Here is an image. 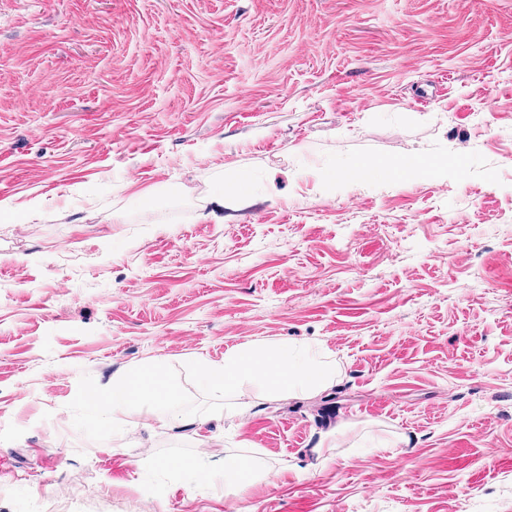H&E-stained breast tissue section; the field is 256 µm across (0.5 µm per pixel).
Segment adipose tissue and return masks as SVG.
Listing matches in <instances>:
<instances>
[{
	"label": "adipose tissue",
	"instance_id": "ef3b65f1",
	"mask_svg": "<svg viewBox=\"0 0 512 512\" xmlns=\"http://www.w3.org/2000/svg\"><path fill=\"white\" fill-rule=\"evenodd\" d=\"M329 377L328 365L304 344L285 345L271 353L236 348L225 354L223 362L207 363L203 373L206 387L220 396L244 383L263 396L314 391ZM163 382L159 366L143 367L113 383L111 393L90 398L87 405L99 417H118L136 411L149 397L161 425L173 430L190 426V419L174 413L173 398L163 389Z\"/></svg>",
	"mask_w": 512,
	"mask_h": 512
}]
</instances>
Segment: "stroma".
I'll return each instance as SVG.
<instances>
[{
	"label": "stroma",
	"instance_id": "obj_1",
	"mask_svg": "<svg viewBox=\"0 0 512 512\" xmlns=\"http://www.w3.org/2000/svg\"><path fill=\"white\" fill-rule=\"evenodd\" d=\"M0 204V512H512V0H0ZM322 360L315 349L304 344L285 345L271 353L235 348L224 355V363H206L203 381L220 396L243 383L261 396L314 391L330 378V368ZM146 377L153 379L159 387L153 389L155 412L146 411L143 417L146 419L153 417L171 430L195 426L196 423L193 420L174 413L173 398L163 389L164 379L157 365L143 367L126 374L112 384V393L94 396L88 400L87 405L101 419L107 417L111 411L112 420L136 411L146 399L144 387ZM223 476L225 484L234 485L242 494L248 491L255 480L235 459L225 460Z\"/></svg>",
	"mask_w": 512,
	"mask_h": 512
}]
</instances>
